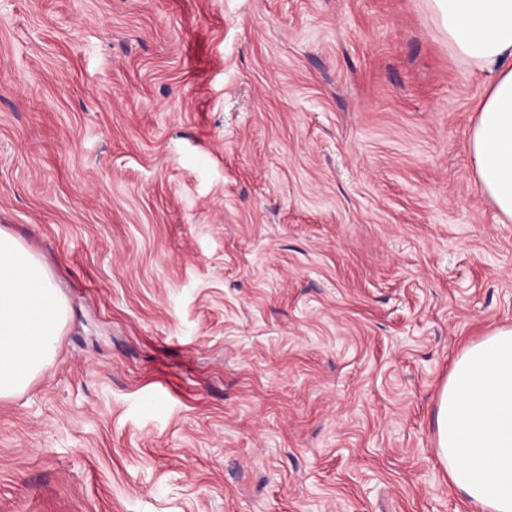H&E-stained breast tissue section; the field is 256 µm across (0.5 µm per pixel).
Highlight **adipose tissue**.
Instances as JSON below:
<instances>
[{"mask_svg": "<svg viewBox=\"0 0 512 512\" xmlns=\"http://www.w3.org/2000/svg\"><path fill=\"white\" fill-rule=\"evenodd\" d=\"M450 51L484 77L469 136L474 175L512 222V0H427ZM66 301L40 260L0 228V399L54 357ZM437 457L449 486L481 512H512V327L468 344L441 389Z\"/></svg>", "mask_w": 512, "mask_h": 512, "instance_id": "ef3b65f1", "label": "adipose tissue"}]
</instances>
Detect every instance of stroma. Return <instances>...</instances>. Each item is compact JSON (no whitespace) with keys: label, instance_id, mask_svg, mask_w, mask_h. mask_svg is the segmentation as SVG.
I'll return each mask as SVG.
<instances>
[{"label":"stroma","instance_id":"1","mask_svg":"<svg viewBox=\"0 0 512 512\" xmlns=\"http://www.w3.org/2000/svg\"><path fill=\"white\" fill-rule=\"evenodd\" d=\"M482 82L426 0H0V227L68 305L0 512H480L434 415L512 326Z\"/></svg>","mask_w":512,"mask_h":512}]
</instances>
